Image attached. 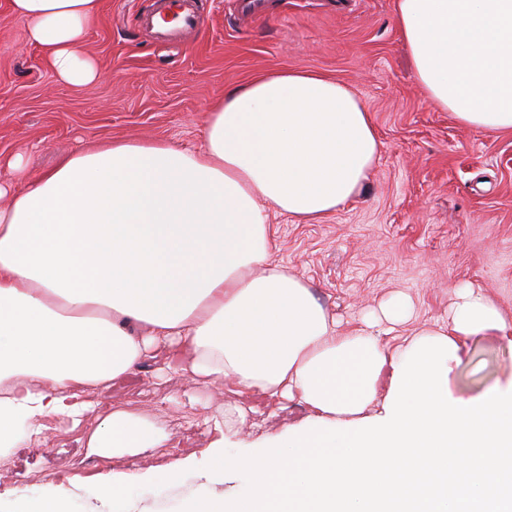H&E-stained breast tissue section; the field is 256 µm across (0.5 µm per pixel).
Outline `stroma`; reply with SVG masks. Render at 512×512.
Returning a JSON list of instances; mask_svg holds the SVG:
<instances>
[{"mask_svg": "<svg viewBox=\"0 0 512 512\" xmlns=\"http://www.w3.org/2000/svg\"><path fill=\"white\" fill-rule=\"evenodd\" d=\"M268 2L265 16L243 24L247 0H202L201 27L168 44L139 24L152 0H101L84 46L102 76L70 86L45 66L9 0H0V183L34 178L91 140L200 149L209 112L227 88L281 66L317 70L365 102L379 158L360 192L322 220L271 215L275 261L306 281L347 329L398 295L413 306L404 333L443 321L464 284L483 288L512 317V133L482 134L428 101L397 27V0ZM16 158L18 172L8 166ZM459 347L448 381L454 397L469 400L512 382V333L465 338ZM159 368L145 364L103 406L141 415L171 435V444L144 459L153 480L127 486L126 494L147 512H181L204 488L164 474L207 446L199 413L223 412L231 396ZM307 415L296 401L262 406L242 430L226 431L224 455L264 447ZM46 425L47 440L23 441L0 461V512H12L13 487L38 493L52 480L85 482L111 471V460L88 448L70 420Z\"/></svg>", "mask_w": 512, "mask_h": 512, "instance_id": "stroma-1", "label": "stroma"}]
</instances>
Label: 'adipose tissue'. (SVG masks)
I'll list each match as a JSON object with an SVG mask.
<instances>
[{
  "mask_svg": "<svg viewBox=\"0 0 512 512\" xmlns=\"http://www.w3.org/2000/svg\"><path fill=\"white\" fill-rule=\"evenodd\" d=\"M63 82L100 75L84 49L100 0H11ZM397 24L427 97L488 136L512 131V0H398ZM380 142L365 103L321 72L281 67L227 90L196 151L167 142L92 143L16 188L0 206V459L45 420L67 417L100 456L126 460L98 482H48L28 512H141L133 460L168 436L100 395L149 359L229 393L305 404L304 425L265 453L224 457L185 512H512V385L472 401L448 393L460 339L512 322L480 289L458 288L447 325L413 331L407 298L342 330L303 280L273 259L270 214L311 223L351 199ZM247 495L212 492L225 469Z\"/></svg>",
  "mask_w": 512,
  "mask_h": 512,
  "instance_id": "adipose-tissue-1",
  "label": "adipose tissue"
}]
</instances>
